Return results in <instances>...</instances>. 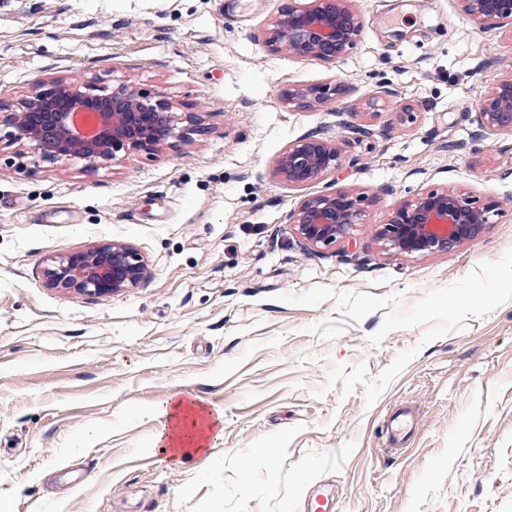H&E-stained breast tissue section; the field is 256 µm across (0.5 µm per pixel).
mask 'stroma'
I'll list each match as a JSON object with an SVG mask.
<instances>
[{
	"label": "stroma",
	"instance_id": "1",
	"mask_svg": "<svg viewBox=\"0 0 512 512\" xmlns=\"http://www.w3.org/2000/svg\"><path fill=\"white\" fill-rule=\"evenodd\" d=\"M288 0H0V97L113 68L161 92L204 129L95 169H33L0 135V500L10 512H512V301L426 347L373 405L324 389L336 364L369 381L418 328L381 344L376 311L280 302L318 284L410 308L512 249V139L480 133L476 105L512 72V30L479 32L455 0H357L363 30L333 64L298 61L260 35ZM340 82L345 100L398 92L372 123L338 131L345 165L303 188L275 163L336 123L291 107L292 85ZM410 107L414 119L399 123ZM494 200L483 234L445 254L404 256L378 236L393 202L430 186ZM380 193L349 243L300 248L288 213L306 195ZM393 195H383V188ZM147 259L137 287L89 298L45 284L52 257L101 242ZM323 396H316V389ZM224 414L204 466L154 449L161 406L183 394ZM411 431L391 452L396 409Z\"/></svg>",
	"mask_w": 512,
	"mask_h": 512
}]
</instances>
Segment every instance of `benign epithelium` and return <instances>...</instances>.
I'll use <instances>...</instances> for the list:
<instances>
[{"label":"benign epithelium","mask_w":512,"mask_h":512,"mask_svg":"<svg viewBox=\"0 0 512 512\" xmlns=\"http://www.w3.org/2000/svg\"><path fill=\"white\" fill-rule=\"evenodd\" d=\"M460 15L484 34L512 27V0H456ZM363 29L355 0H290L269 24L262 40L273 52L301 60L334 63L356 44ZM341 85H296L288 88V103L298 109L319 110L328 105L336 126L360 138H372L370 124H357L353 103L338 105ZM397 96L382 85L365 102L376 111ZM98 114L101 127L92 139L76 136L72 114ZM475 120L480 131L512 137V74L497 80L480 100ZM12 128L11 137L29 145L37 163L55 165L79 159L89 167L112 162L120 151L147 150L170 140L190 138L201 127L194 114L182 115L160 92H146L123 76L100 88L79 75L38 85L23 105L0 117ZM345 163L337 139L322 127L288 144L278 160L277 173L293 187H303L337 172ZM378 200L375 194L337 188L302 197L288 213V224L300 245L310 251L345 241L364 223ZM497 212L496 203L476 196L431 187L390 208L379 232L395 253L405 256L446 254L478 237ZM148 274L145 257L120 243L98 244L87 251L58 257L45 270L47 286L64 294L88 297L111 295L139 285Z\"/></svg>","instance_id":"obj_1"}]
</instances>
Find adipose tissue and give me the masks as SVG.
Returning <instances> with one entry per match:
<instances>
[{
    "label": "adipose tissue",
    "mask_w": 512,
    "mask_h": 512,
    "mask_svg": "<svg viewBox=\"0 0 512 512\" xmlns=\"http://www.w3.org/2000/svg\"><path fill=\"white\" fill-rule=\"evenodd\" d=\"M161 414L164 423L157 435V446L168 449L171 458L190 463L203 455L214 428L223 422L222 414L183 399L164 404Z\"/></svg>",
    "instance_id": "adipose-tissue-1"
}]
</instances>
